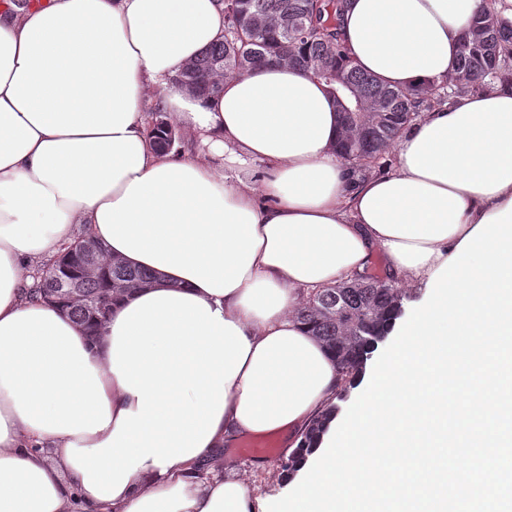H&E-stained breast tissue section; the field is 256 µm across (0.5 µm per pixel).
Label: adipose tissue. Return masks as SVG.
Instances as JSON below:
<instances>
[{
	"instance_id": "adipose-tissue-1",
	"label": "adipose tissue",
	"mask_w": 512,
	"mask_h": 512,
	"mask_svg": "<svg viewBox=\"0 0 512 512\" xmlns=\"http://www.w3.org/2000/svg\"><path fill=\"white\" fill-rule=\"evenodd\" d=\"M481 6L347 0L340 40L386 84L439 82ZM223 35L222 0H0V512H255L225 449L295 437L339 382L306 296L378 253L428 282L512 202V84L425 113L368 175L295 68L172 84ZM149 103L200 148L155 149ZM76 224L158 277L95 342L29 293Z\"/></svg>"
}]
</instances>
